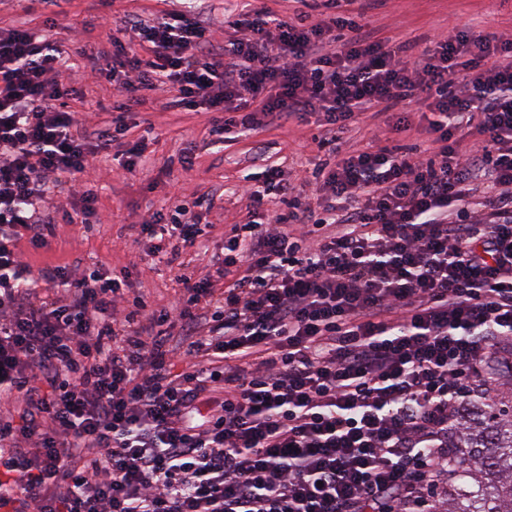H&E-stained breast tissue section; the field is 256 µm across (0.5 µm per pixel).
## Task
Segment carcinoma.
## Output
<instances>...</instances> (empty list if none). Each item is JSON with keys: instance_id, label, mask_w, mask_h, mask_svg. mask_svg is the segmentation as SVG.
<instances>
[{"instance_id": "1", "label": "carcinoma", "mask_w": 512, "mask_h": 512, "mask_svg": "<svg viewBox=\"0 0 512 512\" xmlns=\"http://www.w3.org/2000/svg\"><path fill=\"white\" fill-rule=\"evenodd\" d=\"M495 365L494 399L468 402L452 433L447 512H512V357Z\"/></svg>"}]
</instances>
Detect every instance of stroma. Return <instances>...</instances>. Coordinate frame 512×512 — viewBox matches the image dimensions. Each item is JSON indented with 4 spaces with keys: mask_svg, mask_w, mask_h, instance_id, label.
I'll list each match as a JSON object with an SVG mask.
<instances>
[{
    "mask_svg": "<svg viewBox=\"0 0 512 512\" xmlns=\"http://www.w3.org/2000/svg\"><path fill=\"white\" fill-rule=\"evenodd\" d=\"M225 7V0H193L188 7L182 0H68L66 15L55 18L38 0H0V31L21 26L64 46L70 57L65 81L71 94L66 105L81 113L89 131L111 136L84 177L85 185L98 195L97 221L69 223L67 214L78 204L79 195L62 196L53 215L51 249L21 245L32 270L48 263L97 265L124 278L128 298L141 295L152 306L171 305L181 294L176 272L146 256L144 242L138 241L131 227L139 215L168 207L176 197L194 190L215 195L213 226L191 263L202 274L221 267L224 235L243 220L245 205L233 190L244 176L272 166L293 176L317 161L332 164L338 156L365 147V130L355 129L344 134L337 152L319 150L316 140L323 130L314 124L261 126L246 136L214 144L208 135L210 113L174 106L170 90L145 93L128 118L129 130L116 131L113 121L120 97L111 85L93 82L89 76L92 56L107 42V18L135 15L151 20L188 8L223 43L234 36L224 24ZM368 22L379 40L411 41L420 51L430 39L447 32L512 30V0H376ZM141 137L148 143L149 163L126 172L118 159L128 143Z\"/></svg>",
    "mask_w": 512,
    "mask_h": 512,
    "instance_id": "stroma-1",
    "label": "stroma"
}]
</instances>
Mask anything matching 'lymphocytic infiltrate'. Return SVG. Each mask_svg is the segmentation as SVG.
<instances>
[{
    "instance_id": "f902f5d3",
    "label": "lymphocytic infiltrate",
    "mask_w": 512,
    "mask_h": 512,
    "mask_svg": "<svg viewBox=\"0 0 512 512\" xmlns=\"http://www.w3.org/2000/svg\"><path fill=\"white\" fill-rule=\"evenodd\" d=\"M323 2L290 21L237 0L224 23L244 34L221 47L185 14L113 21L94 78L135 104L172 89L220 113L212 134L294 119L326 147L394 112L393 134L428 136L238 186L222 269L160 309H128L97 266L31 272L20 242L49 247L44 208L99 146L59 104L61 46L0 35V512H435L447 494L455 413L512 339V36L413 56L364 22L374 0ZM212 207L148 214L149 254L196 249Z\"/></svg>"
}]
</instances>
